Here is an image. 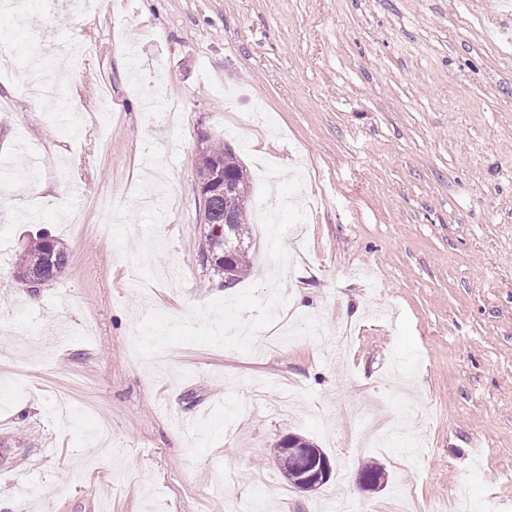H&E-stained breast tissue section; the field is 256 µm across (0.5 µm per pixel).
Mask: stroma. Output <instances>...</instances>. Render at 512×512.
<instances>
[{
  "instance_id": "stroma-1",
  "label": "stroma",
  "mask_w": 512,
  "mask_h": 512,
  "mask_svg": "<svg viewBox=\"0 0 512 512\" xmlns=\"http://www.w3.org/2000/svg\"><path fill=\"white\" fill-rule=\"evenodd\" d=\"M0 31V167L50 188L0 190V438L21 442L0 447V512H448L463 484L472 512H512V9L47 0L0 8ZM51 42L64 112L23 92ZM258 108L267 132L225 135ZM206 137L271 210L250 209L231 288L198 260ZM105 191L121 209L93 206ZM41 232L72 262L35 306L13 265ZM290 434L329 456L320 489L281 476ZM372 461L386 484L365 491Z\"/></svg>"
}]
</instances>
